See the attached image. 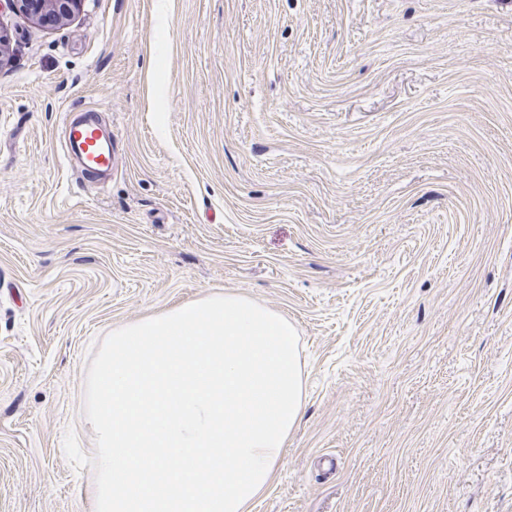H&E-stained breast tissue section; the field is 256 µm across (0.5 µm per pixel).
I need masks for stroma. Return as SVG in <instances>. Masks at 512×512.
Returning <instances> with one entry per match:
<instances>
[{
	"mask_svg": "<svg viewBox=\"0 0 512 512\" xmlns=\"http://www.w3.org/2000/svg\"><path fill=\"white\" fill-rule=\"evenodd\" d=\"M0 512H90L63 451L113 327L214 290L294 324L305 408L247 512H512V0L0 10ZM112 128L109 181L61 120Z\"/></svg>",
	"mask_w": 512,
	"mask_h": 512,
	"instance_id": "1",
	"label": "stroma"
}]
</instances>
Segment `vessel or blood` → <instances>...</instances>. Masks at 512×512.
Instances as JSON below:
<instances>
[{"label":"vessel or blood","mask_w":512,"mask_h":512,"mask_svg":"<svg viewBox=\"0 0 512 512\" xmlns=\"http://www.w3.org/2000/svg\"><path fill=\"white\" fill-rule=\"evenodd\" d=\"M63 135L67 160L77 161L83 168L99 173H108L115 168V154L93 114L64 121Z\"/></svg>","instance_id":"obj_1"}]
</instances>
